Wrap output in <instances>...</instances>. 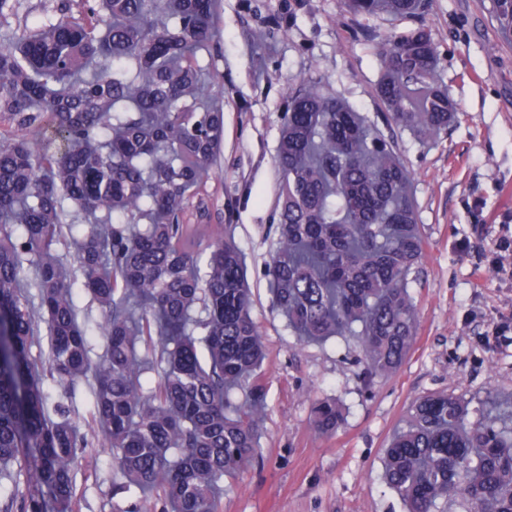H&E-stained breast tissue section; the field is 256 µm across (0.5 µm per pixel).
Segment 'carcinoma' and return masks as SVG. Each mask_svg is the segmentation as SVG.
Wrapping results in <instances>:
<instances>
[{"mask_svg": "<svg viewBox=\"0 0 512 512\" xmlns=\"http://www.w3.org/2000/svg\"><path fill=\"white\" fill-rule=\"evenodd\" d=\"M346 5L399 20L425 0ZM491 12L512 36V0H491ZM214 15L215 0H99L80 17L56 0L52 20L0 44V116L21 129L45 123L59 141L0 144V462L31 460L3 512H73L85 436L66 411L46 414L29 360L41 322L50 375L71 387L93 378L115 491L154 493L161 512H219V483L258 455L264 347L241 252L231 226L210 223L206 193L224 143L223 107L202 96ZM371 42L386 125L437 138L454 106L430 35ZM275 165L272 309L307 340L352 341L367 383L392 375L416 339L409 277L424 253L413 173L394 138L307 78L288 94ZM67 203L88 226L74 265L58 251ZM79 289L104 313L98 362ZM469 415L451 392L411 405L383 456L405 512H450L458 501L464 512H512V438ZM343 422L335 399L313 404L314 435Z\"/></svg>", "mask_w": 512, "mask_h": 512, "instance_id": "1", "label": "carcinoma"}]
</instances>
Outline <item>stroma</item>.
Returning <instances> with one entry per match:
<instances>
[{"instance_id":"1","label":"stroma","mask_w":512,"mask_h":512,"mask_svg":"<svg viewBox=\"0 0 512 512\" xmlns=\"http://www.w3.org/2000/svg\"><path fill=\"white\" fill-rule=\"evenodd\" d=\"M415 21L355 17L343 0H218V40L207 93L224 105V145L208 185L211 221L231 225L245 256L253 317L265 345L267 418L260 455L224 478L220 512H402L383 480V450L410 404L448 390L512 426V255L503 270L490 250L512 235V41L490 0H427ZM54 0H15L0 32L22 34L53 18ZM422 26L438 47L440 77L457 106L446 134L423 142L407 131L396 147L414 174L425 257L411 292L416 341L399 370L373 385L347 344L304 343L270 308L265 263L277 239L280 178L274 165L288 90L320 81L376 119L381 64L369 34ZM48 413L69 411L85 434L75 474V512H113L140 502L114 494V453L91 428L92 385L44 379ZM335 398L345 421L314 437L311 406Z\"/></svg>"}]
</instances>
